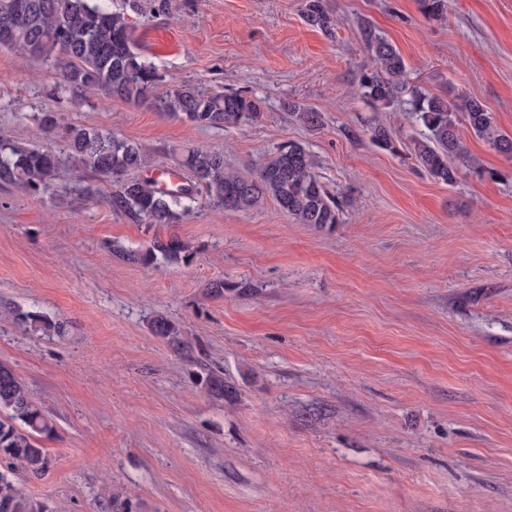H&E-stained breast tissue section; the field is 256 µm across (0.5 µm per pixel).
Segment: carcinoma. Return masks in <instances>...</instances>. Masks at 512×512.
Listing matches in <instances>:
<instances>
[{"label": "carcinoma", "mask_w": 512, "mask_h": 512, "mask_svg": "<svg viewBox=\"0 0 512 512\" xmlns=\"http://www.w3.org/2000/svg\"><path fill=\"white\" fill-rule=\"evenodd\" d=\"M306 20L328 32L333 18L322 0H305ZM373 66L360 78L367 101L378 111L405 101L428 134L414 143L416 162L429 175L454 185L467 162L468 149L459 120L479 139L501 154H512V134L501 130L494 113L480 99L456 95L448 98L411 90L407 64L399 51L372 30L363 29ZM0 47L41 62L60 76L53 94L73 102L95 91L110 100L149 102L158 111L178 116L206 128L245 125L256 121L262 102L238 92H216L182 85L156 93L162 76L138 52L134 29L125 13L112 10L111 0H0ZM410 98L403 99L404 94ZM296 122L308 131L322 127V113L312 107L290 105ZM370 140L393 151L391 129L380 121L369 125ZM63 153L13 143L0 144V182L21 184L38 193L61 184L70 167L88 169L112 182L106 196L111 211L132 224L163 226L190 212L198 192L220 208L248 211L271 200L300 224L322 227L339 222L336 200L318 178L316 161L296 141L281 145L276 155L251 177L224 165V154L203 148L172 152L176 168L190 175V185L164 190L152 179L139 176L150 167L149 156L137 144L109 131L82 125L64 127ZM187 261L190 246L172 236L157 238L132 256L142 265L158 257ZM156 337L179 342L178 328L164 316L150 322ZM200 384L218 400H231L236 389L224 377L208 375ZM55 423L31 396L13 370L0 363V512H47L12 476L21 466L33 477L49 471L52 460L40 439L55 433Z\"/></svg>", "instance_id": "obj_1"}]
</instances>
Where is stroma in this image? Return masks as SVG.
I'll list each match as a JSON object with an SVG mask.
<instances>
[{"mask_svg":"<svg viewBox=\"0 0 512 512\" xmlns=\"http://www.w3.org/2000/svg\"><path fill=\"white\" fill-rule=\"evenodd\" d=\"M140 2L128 18L163 88L240 91L261 119L214 129L100 93L69 103L50 94L55 74L0 48V139L62 149L39 127L52 112L142 145L156 175L172 149L203 147L245 176L293 140L340 221L203 196L177 223L131 224L85 170L68 171L64 200L0 182V362L56 424L51 470L16 479L50 512H110L116 492L128 512H512V158L465 133L470 165L445 185L415 161L417 115L375 113L357 92L365 22L411 85L477 97L512 134V0H446L439 16L420 0H323L328 33L304 0ZM292 101L322 127L297 124ZM377 119L396 152L370 142ZM173 235L191 261L127 260ZM158 315L180 344L152 335ZM211 370L236 398L201 389ZM304 16L310 24L326 32L332 29L333 18L325 10L322 0H306ZM290 108L296 122L308 131H317L322 127V113L316 108L292 103Z\"/></svg>","mask_w":512,"mask_h":512,"instance_id":"stroma-1","label":"stroma"}]
</instances>
